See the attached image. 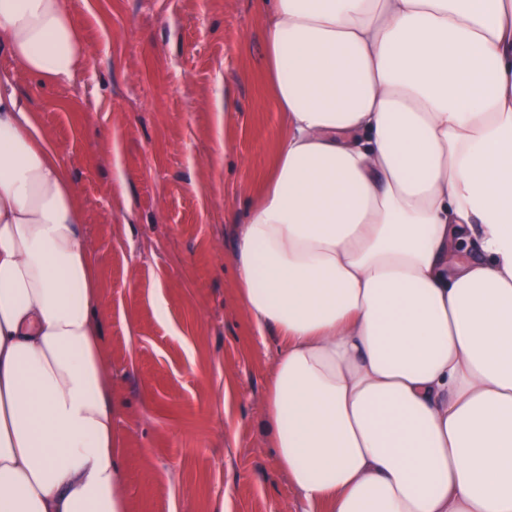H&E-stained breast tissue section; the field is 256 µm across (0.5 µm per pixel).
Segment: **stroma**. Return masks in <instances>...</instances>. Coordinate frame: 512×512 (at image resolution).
<instances>
[{
    "label": "stroma",
    "instance_id": "35a3bbf8",
    "mask_svg": "<svg viewBox=\"0 0 512 512\" xmlns=\"http://www.w3.org/2000/svg\"><path fill=\"white\" fill-rule=\"evenodd\" d=\"M68 2L87 49L70 81L0 68L85 210L129 512H300L261 427L280 342L228 262L284 135L262 0Z\"/></svg>",
    "mask_w": 512,
    "mask_h": 512
}]
</instances>
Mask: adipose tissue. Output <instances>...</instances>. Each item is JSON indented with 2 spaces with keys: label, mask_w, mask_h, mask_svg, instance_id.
Masks as SVG:
<instances>
[{
  "label": "adipose tissue",
  "mask_w": 512,
  "mask_h": 512,
  "mask_svg": "<svg viewBox=\"0 0 512 512\" xmlns=\"http://www.w3.org/2000/svg\"><path fill=\"white\" fill-rule=\"evenodd\" d=\"M285 135L233 226L304 512H512V0H264ZM48 83L66 0H0ZM86 217L0 70V512H129Z\"/></svg>",
  "instance_id": "1"
}]
</instances>
